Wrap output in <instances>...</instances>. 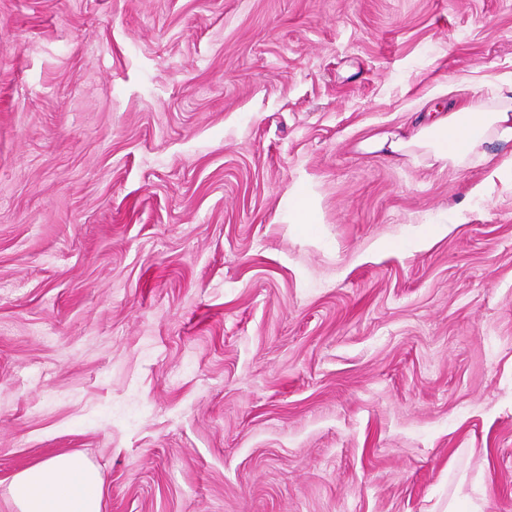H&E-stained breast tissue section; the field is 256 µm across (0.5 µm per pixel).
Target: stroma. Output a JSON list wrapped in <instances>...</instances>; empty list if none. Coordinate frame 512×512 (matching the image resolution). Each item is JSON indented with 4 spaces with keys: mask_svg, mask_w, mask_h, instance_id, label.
Instances as JSON below:
<instances>
[{
    "mask_svg": "<svg viewBox=\"0 0 512 512\" xmlns=\"http://www.w3.org/2000/svg\"><path fill=\"white\" fill-rule=\"evenodd\" d=\"M491 75L512 0H0V512H512V144L358 148ZM102 477L79 454H59L14 475L10 495L17 512H101Z\"/></svg>",
    "mask_w": 512,
    "mask_h": 512,
    "instance_id": "1",
    "label": "stroma"
}]
</instances>
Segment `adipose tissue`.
Segmentation results:
<instances>
[{"label": "adipose tissue", "mask_w": 512, "mask_h": 512, "mask_svg": "<svg viewBox=\"0 0 512 512\" xmlns=\"http://www.w3.org/2000/svg\"><path fill=\"white\" fill-rule=\"evenodd\" d=\"M488 93L463 94L447 111L428 114L407 131H382L363 141L369 152L464 169L487 161L485 147L512 142V85L488 80ZM102 477L83 456H52L16 473L10 495L17 512H101Z\"/></svg>", "instance_id": "ef3b65f1"}]
</instances>
